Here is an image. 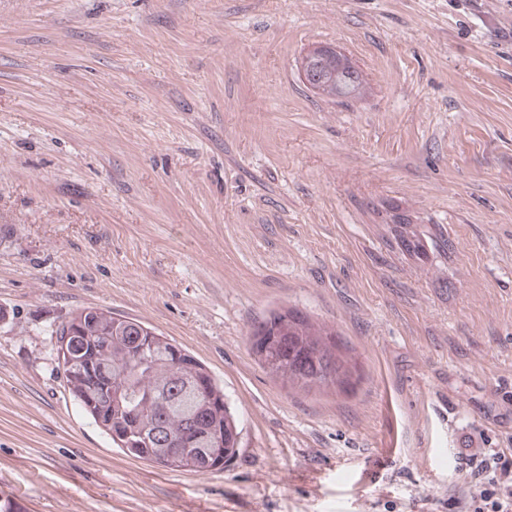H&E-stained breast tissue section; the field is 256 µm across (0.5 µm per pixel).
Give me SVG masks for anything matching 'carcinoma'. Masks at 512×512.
<instances>
[{
	"label": "carcinoma",
	"mask_w": 512,
	"mask_h": 512,
	"mask_svg": "<svg viewBox=\"0 0 512 512\" xmlns=\"http://www.w3.org/2000/svg\"><path fill=\"white\" fill-rule=\"evenodd\" d=\"M363 84L361 71L345 56L330 61L318 93L355 98ZM55 336L68 392L127 456L204 475L223 469L235 455L239 432L224 388L186 349L136 319L101 308L73 313ZM250 343L263 367L286 384H352V367L336 339L296 309L256 322ZM156 428L167 442L154 440Z\"/></svg>",
	"instance_id": "carcinoma-1"
}]
</instances>
